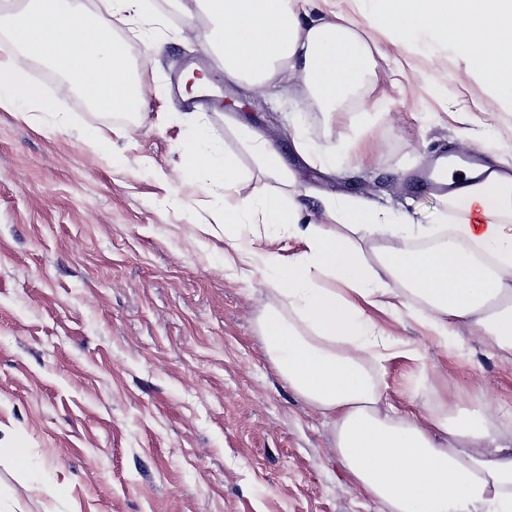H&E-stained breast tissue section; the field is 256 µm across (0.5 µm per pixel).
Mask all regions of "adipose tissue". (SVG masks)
<instances>
[{
	"instance_id": "1",
	"label": "adipose tissue",
	"mask_w": 512,
	"mask_h": 512,
	"mask_svg": "<svg viewBox=\"0 0 512 512\" xmlns=\"http://www.w3.org/2000/svg\"><path fill=\"white\" fill-rule=\"evenodd\" d=\"M204 40L224 61V79L280 85L302 79L328 110L377 65L379 47L340 14L311 16L301 0H199ZM369 27L388 30L425 56L452 48L503 95L512 97V0H369ZM18 55L0 58V108L53 134L67 123L23 76L25 60L62 66L70 86L98 108L137 112L147 85L125 65L123 45L103 32L82 0H20L8 28ZM207 127L183 140L184 175L233 196L242 173L210 149ZM224 238L263 271L301 323L264 311L260 337L289 385L328 420L336 453L361 493L391 512H512V440L484 394L448 414L447 395L419 413L383 403L370 359H384L382 333L366 314L385 296L422 320L442 346L461 350L462 330L478 327L512 353V181L489 183L454 203L466 214L448 242L416 251L411 224L363 200L325 199L313 220L296 184L262 200L234 198ZM267 224L299 237L293 264L247 250L233 234ZM384 238L375 260L364 245Z\"/></svg>"
}]
</instances>
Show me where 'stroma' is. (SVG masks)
<instances>
[{
    "label": "stroma",
    "mask_w": 512,
    "mask_h": 512,
    "mask_svg": "<svg viewBox=\"0 0 512 512\" xmlns=\"http://www.w3.org/2000/svg\"><path fill=\"white\" fill-rule=\"evenodd\" d=\"M85 3L122 40L131 68L145 67L149 90L139 114L117 120L38 63L27 78L68 113L67 127L47 137L0 109V491L10 512H388L349 480L331 427L266 354L265 308L294 324L295 311L262 274L241 275L223 235L200 232L223 219L224 194L179 177L193 106L170 79L209 72L204 115L213 150L238 161L237 196L258 200L289 179L312 213L321 196L356 197L440 231L459 218L447 198L415 188L413 173L442 150L512 171V102L451 50L427 58L381 34L374 73L328 112L300 80L281 94L225 83L202 47L196 0H152L153 19L140 26L103 0ZM190 14L196 31L186 34ZM148 41L163 49L147 60ZM92 127L108 136L106 150L79 142ZM246 127L279 147L281 177L261 170ZM298 128L324 148L357 140L368 153L341 156L339 174H327L294 159ZM237 232L289 260L305 249L262 224ZM369 315L420 354L384 361L387 403L422 410L443 390L481 391L512 438V353L475 328L452 353L406 314ZM12 448L27 449L63 495L29 489Z\"/></svg>",
    "instance_id": "stroma-1"
}]
</instances>
